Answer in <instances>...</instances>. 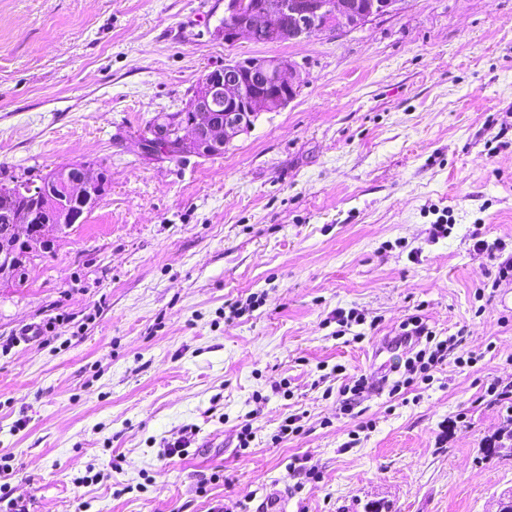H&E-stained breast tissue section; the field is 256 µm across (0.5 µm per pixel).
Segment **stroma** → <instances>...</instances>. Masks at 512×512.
Instances as JSON below:
<instances>
[{"instance_id":"35a3bbf8","label":"stroma","mask_w":512,"mask_h":512,"mask_svg":"<svg viewBox=\"0 0 512 512\" xmlns=\"http://www.w3.org/2000/svg\"><path fill=\"white\" fill-rule=\"evenodd\" d=\"M223 16L224 0H0V184L76 161L108 176L83 223L0 283L15 498L261 512L281 491L286 512H497L512 496V0H401L270 45H225ZM256 57L298 66L286 107L217 156L142 149L204 74ZM340 309L360 323L340 329ZM412 315L454 338L443 362L344 412L350 377L414 356L385 346ZM292 414L302 433L280 437ZM189 426L187 455H164Z\"/></svg>"}]
</instances>
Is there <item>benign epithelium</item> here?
<instances>
[{
  "label": "benign epithelium",
  "mask_w": 512,
  "mask_h": 512,
  "mask_svg": "<svg viewBox=\"0 0 512 512\" xmlns=\"http://www.w3.org/2000/svg\"><path fill=\"white\" fill-rule=\"evenodd\" d=\"M401 0H225L224 17L217 28L224 43L253 38V16L266 27L299 42L317 33L355 30L371 19L391 13ZM300 74L288 58H251L229 61L204 77L192 97L189 120L154 124L146 138L160 147L176 141L181 152L211 155L247 132L261 112L284 108L299 93ZM101 173L85 162L61 166L38 182L15 183L14 194L25 203L0 226V282L16 278L19 263L15 246L27 252L48 242L50 231L81 223L84 213L103 194ZM75 198L81 209L71 208Z\"/></svg>",
  "instance_id": "1"
}]
</instances>
